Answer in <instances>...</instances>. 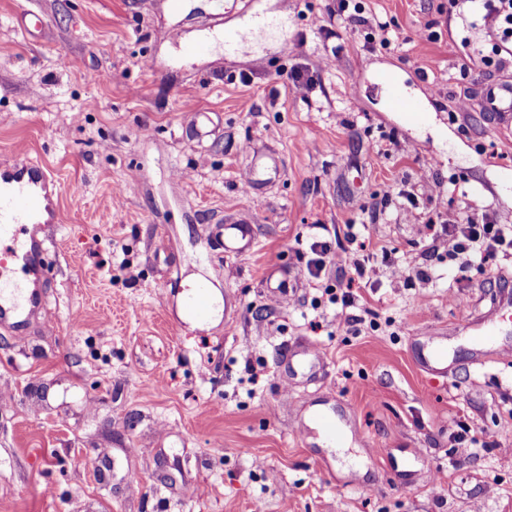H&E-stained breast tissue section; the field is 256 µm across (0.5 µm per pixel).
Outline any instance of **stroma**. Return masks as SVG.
<instances>
[{
    "instance_id": "1",
    "label": "stroma",
    "mask_w": 512,
    "mask_h": 512,
    "mask_svg": "<svg viewBox=\"0 0 512 512\" xmlns=\"http://www.w3.org/2000/svg\"><path fill=\"white\" fill-rule=\"evenodd\" d=\"M359 3L352 23L338 0H0V164L60 185L49 317L0 327V512H512V358L460 327L512 290V255L458 282L422 231L512 225V126L458 109L512 55L483 63L491 29L448 0ZM241 218L255 245L227 253L217 226ZM351 228L405 276L349 287ZM190 281L225 301L218 321L181 318ZM283 281L290 302L270 300ZM428 331L447 376L415 362ZM297 340L323 356L316 382L287 378ZM316 410L340 416L347 453L310 431ZM462 421L476 456L454 448ZM382 80L386 84L387 95L391 105L402 112H409L413 119L420 121L422 119V111L414 100L400 92L397 81L387 76L383 77Z\"/></svg>"
}]
</instances>
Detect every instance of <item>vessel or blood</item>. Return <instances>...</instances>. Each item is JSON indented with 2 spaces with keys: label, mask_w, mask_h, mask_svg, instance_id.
<instances>
[{
  "label": "vessel or blood",
  "mask_w": 512,
  "mask_h": 512,
  "mask_svg": "<svg viewBox=\"0 0 512 512\" xmlns=\"http://www.w3.org/2000/svg\"><path fill=\"white\" fill-rule=\"evenodd\" d=\"M391 105L421 119L417 103L404 96L396 80L386 79ZM484 109L490 116L512 112V87L494 82L483 85ZM55 183L40 166L29 164L0 173V323L27 324L33 314L43 313L39 283L43 272L44 243L38 236L39 225L53 222ZM19 271L25 284L9 280Z\"/></svg>",
  "instance_id": "b4317fda"
}]
</instances>
